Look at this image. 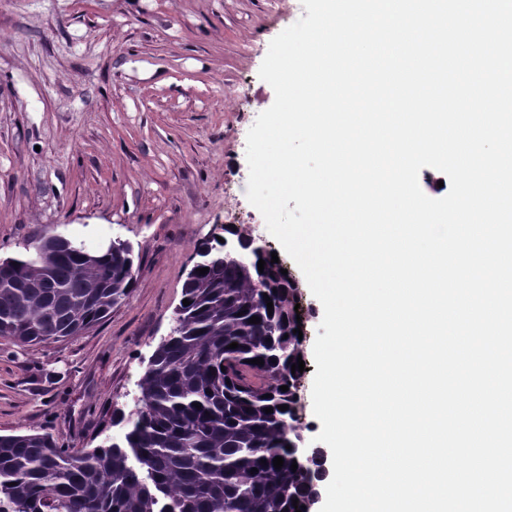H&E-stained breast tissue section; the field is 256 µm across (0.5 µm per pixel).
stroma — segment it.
<instances>
[{
  "instance_id": "stroma-1",
  "label": "stroma",
  "mask_w": 512,
  "mask_h": 512,
  "mask_svg": "<svg viewBox=\"0 0 512 512\" xmlns=\"http://www.w3.org/2000/svg\"><path fill=\"white\" fill-rule=\"evenodd\" d=\"M300 0H0V259L60 234L120 239L136 283L61 342L0 339V435L75 453L119 438L173 325L197 245L228 224L278 248L244 191L247 134L274 102L259 76ZM306 347L323 307L289 255Z\"/></svg>"
}]
</instances>
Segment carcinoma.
<instances>
[{
  "mask_svg": "<svg viewBox=\"0 0 512 512\" xmlns=\"http://www.w3.org/2000/svg\"><path fill=\"white\" fill-rule=\"evenodd\" d=\"M224 232L235 249L220 242L197 249L198 270L182 291L191 304L179 305L172 335L149 360L140 407L113 418L124 428L121 440L72 453L46 432L0 435V512H296L293 500L310 505L318 463L286 448L300 434L301 373L291 372L304 355L294 333L297 286L271 253L252 247L246 228ZM4 277L24 287L0 288V338L64 341L103 321L130 293L133 249L75 250L52 234L37 254L27 247L1 268ZM254 316L260 323H249ZM233 342L238 348H228ZM284 404L288 410H279Z\"/></svg>",
  "mask_w": 512,
  "mask_h": 512,
  "instance_id": "cac0c4a2",
  "label": "carcinoma"
}]
</instances>
